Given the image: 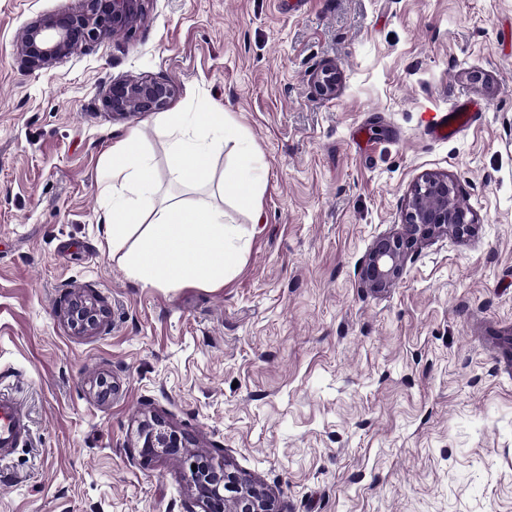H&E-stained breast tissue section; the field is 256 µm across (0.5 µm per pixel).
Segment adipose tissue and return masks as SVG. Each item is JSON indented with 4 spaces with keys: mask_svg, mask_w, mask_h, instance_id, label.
<instances>
[{
    "mask_svg": "<svg viewBox=\"0 0 512 512\" xmlns=\"http://www.w3.org/2000/svg\"><path fill=\"white\" fill-rule=\"evenodd\" d=\"M205 133L186 138L187 120L177 114L161 121L158 135L168 138L174 182L199 186L210 182L212 159L225 143L237 140L221 112L204 115ZM255 162L244 153L225 167L221 193L232 196L251 214L261 210V185L252 174ZM112 207L106 217L105 242L119 252L127 276L141 287L218 289L240 261L227 242L237 231L224 221L223 207L206 201L188 204L168 198L147 208L143 199L155 188V170L137 133L112 144Z\"/></svg>",
    "mask_w": 512,
    "mask_h": 512,
    "instance_id": "1",
    "label": "adipose tissue"
}]
</instances>
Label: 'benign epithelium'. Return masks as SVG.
Listing matches in <instances>:
<instances>
[{"label":"benign epithelium","mask_w":512,"mask_h":512,"mask_svg":"<svg viewBox=\"0 0 512 512\" xmlns=\"http://www.w3.org/2000/svg\"><path fill=\"white\" fill-rule=\"evenodd\" d=\"M76 10L45 15L23 31L17 53L31 71L47 69L88 42L130 33L141 22L151 0H79ZM163 81L123 79L112 82L104 107L115 116L158 112L175 96ZM476 212L459 200L457 182L444 173L426 172L411 185L402 214V231L377 238L358 266L361 284L383 292L402 277L408 254L416 245L440 236L466 239L475 234ZM66 316L78 332L99 331L106 310L93 295L69 300ZM139 439L145 460L180 457L190 472V488L204 512H281L262 486L244 478L228 462L182 449L178 431L157 419L143 424Z\"/></svg>","instance_id":"7a95c632"}]
</instances>
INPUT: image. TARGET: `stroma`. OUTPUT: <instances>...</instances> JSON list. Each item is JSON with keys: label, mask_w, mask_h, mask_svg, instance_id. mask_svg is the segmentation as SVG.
I'll use <instances>...</instances> for the list:
<instances>
[{"label": "stroma", "mask_w": 512, "mask_h": 512, "mask_svg": "<svg viewBox=\"0 0 512 512\" xmlns=\"http://www.w3.org/2000/svg\"><path fill=\"white\" fill-rule=\"evenodd\" d=\"M78 0H0V389L29 434L0 463V512H204L177 457L142 460L158 417L283 512H512V0H151L132 33L42 71L16 51ZM338 74L332 93L317 79ZM173 84L168 109L225 113L261 214L225 203L242 253L223 288H142L101 248L108 158L137 132L162 191L160 113L113 117V81ZM477 104L451 141L433 113ZM451 176L474 236L362 287L413 182ZM108 309L75 333V294Z\"/></svg>", "instance_id": "stroma-1"}]
</instances>
